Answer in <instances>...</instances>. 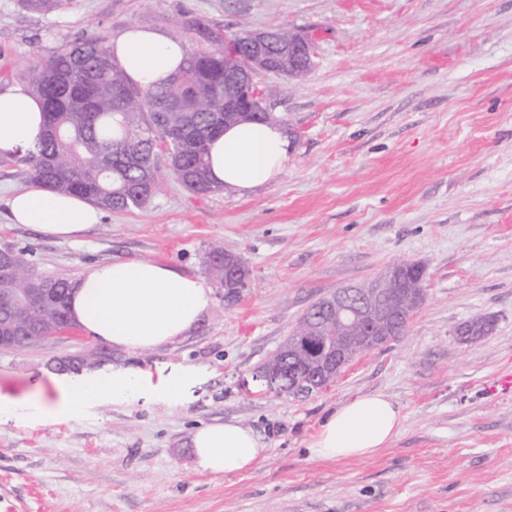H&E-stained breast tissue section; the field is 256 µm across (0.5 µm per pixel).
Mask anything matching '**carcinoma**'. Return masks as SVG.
<instances>
[{"label":"carcinoma","instance_id":"carcinoma-1","mask_svg":"<svg viewBox=\"0 0 512 512\" xmlns=\"http://www.w3.org/2000/svg\"><path fill=\"white\" fill-rule=\"evenodd\" d=\"M59 0H19L34 13L48 14ZM193 30L208 41L243 44L247 33L223 35L202 23ZM210 52L186 55L177 74L161 87L129 83L113 59L104 35L61 46L28 71L30 91L42 102L44 130L20 157L29 174L45 188L79 195L107 211L144 207L160 187L159 143L166 144V167L190 193L208 195L221 190L208 176L210 144L224 132V85H205L198 74ZM122 87L117 96L113 89ZM20 271L6 288H31L45 279L67 295L71 281L38 273L25 251H13ZM381 308L397 315L393 337L408 327L401 314L399 289L378 292ZM493 320L477 318L457 329L459 341L470 342L492 331Z\"/></svg>","mask_w":512,"mask_h":512}]
</instances>
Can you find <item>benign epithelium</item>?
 Segmentation results:
<instances>
[{
	"instance_id": "obj_1",
	"label": "benign epithelium",
	"mask_w": 512,
	"mask_h": 512,
	"mask_svg": "<svg viewBox=\"0 0 512 512\" xmlns=\"http://www.w3.org/2000/svg\"><path fill=\"white\" fill-rule=\"evenodd\" d=\"M313 57V45L308 38L297 33L288 37V44L285 45L271 27L251 32L250 39L244 46L236 47L225 43L224 112L243 117H248L253 112L271 115L267 90L255 83V75L263 71L288 77L300 76L312 69ZM15 269L12 254L1 248L0 284L10 278ZM0 304L12 314V326L0 330V352L39 347L56 339L53 334L28 335L42 321L46 305H59L54 289L28 288L21 292L16 288L0 287ZM316 310L328 322L355 328L363 319L369 322L371 334L362 337L363 353L391 340L388 316L380 307L372 305V294L361 293L356 286L336 289V292L317 302ZM288 347L292 349L297 361L314 370L320 390L336 381L357 356V353L347 351L340 341L315 335L314 326L310 324L293 330L291 343H283V348ZM109 354V349L98 346L78 356L60 358L57 363H66L67 371L81 374L95 369L94 360ZM256 379L262 381L269 392L283 389L284 377L278 368L258 375Z\"/></svg>"
}]
</instances>
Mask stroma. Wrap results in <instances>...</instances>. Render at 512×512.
Instances as JSON below:
<instances>
[{
  "label": "stroma",
  "mask_w": 512,
  "mask_h": 512,
  "mask_svg": "<svg viewBox=\"0 0 512 512\" xmlns=\"http://www.w3.org/2000/svg\"><path fill=\"white\" fill-rule=\"evenodd\" d=\"M199 20L229 34L283 25L316 45L307 76L258 74L292 136L284 172L205 196L166 178L143 208L103 212L65 242L10 221L33 185L0 157V247L76 279L88 266L158 261L210 289L198 325L113 368L158 379L191 366L182 405L144 394L76 421L0 420V512H512V0H62L43 16L0 0V86L63 42L132 26L170 34ZM251 280L235 302L206 270L212 241ZM400 261L422 264L425 301L405 335L361 355L327 389L276 396L257 368L316 301ZM493 319L461 343L460 324ZM88 333L0 353V394L55 395L51 359ZM401 409L400 432L367 459L326 461L320 423L359 394ZM234 420L267 445L252 470L195 467L191 433Z\"/></svg>",
  "instance_id": "stroma-1"
}]
</instances>
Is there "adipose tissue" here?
<instances>
[{
  "label": "adipose tissue",
  "mask_w": 512,
  "mask_h": 512,
  "mask_svg": "<svg viewBox=\"0 0 512 512\" xmlns=\"http://www.w3.org/2000/svg\"><path fill=\"white\" fill-rule=\"evenodd\" d=\"M110 49L127 77L142 87L165 83L186 56L182 41L138 27L112 39ZM44 123L41 103L26 87L0 88V156L33 147ZM289 146L285 128L277 123L229 127L210 145V179L240 191L269 184L285 170ZM8 207L12 223L71 241L101 218L100 209L87 200L37 185L13 194ZM209 294L199 278L169 265L127 260L87 268L72 284L69 305L76 324L93 338L138 353L165 345L193 328L207 308ZM187 380V374L181 373L153 384L144 373L130 368L108 375L92 372L79 381H56L51 399L22 403L0 395V417L36 423L73 421L89 407L129 403L149 388L177 404L184 397ZM402 422L399 406L386 395L357 396L323 420L310 453L329 461L372 457L393 440ZM192 448L199 471L224 476L250 470L266 452L260 438L235 421L200 425L193 432Z\"/></svg>",
  "instance_id": "obj_1"
}]
</instances>
